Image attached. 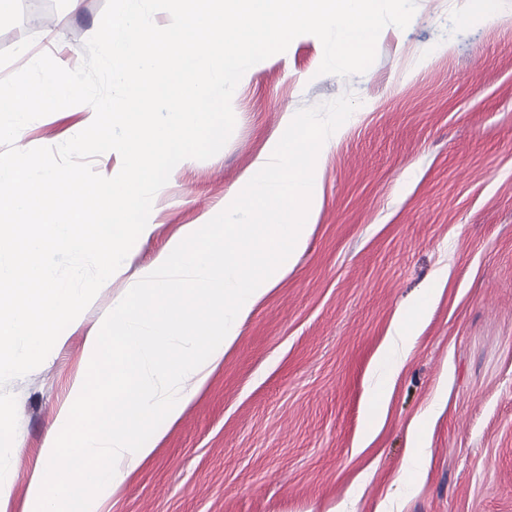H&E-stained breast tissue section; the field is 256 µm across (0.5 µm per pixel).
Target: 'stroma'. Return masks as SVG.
<instances>
[{"label":"stroma","instance_id":"1","mask_svg":"<svg viewBox=\"0 0 512 512\" xmlns=\"http://www.w3.org/2000/svg\"><path fill=\"white\" fill-rule=\"evenodd\" d=\"M0 0V78L47 53L77 68L105 0H61L31 29ZM320 40L251 67L236 125L156 194L149 230L45 361L14 379V480L0 512H33L48 432L85 376L86 337L188 225L229 205L295 114L341 95L358 106L321 154L304 247L241 322L205 387L121 461L91 512H512V0H416L361 74H319ZM89 121L71 106L28 123L18 149L59 145ZM438 291L369 428L395 319ZM419 449L418 474L407 472Z\"/></svg>","mask_w":512,"mask_h":512}]
</instances>
